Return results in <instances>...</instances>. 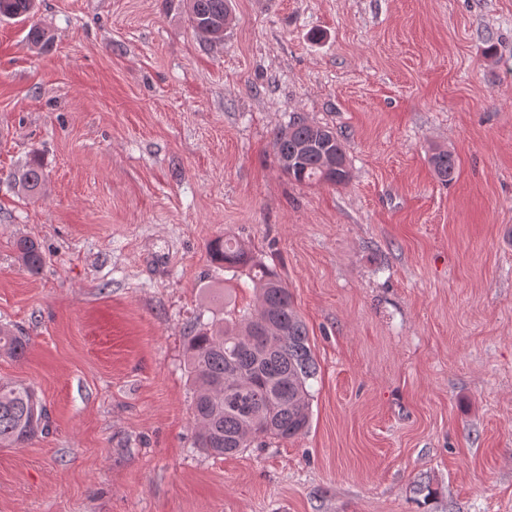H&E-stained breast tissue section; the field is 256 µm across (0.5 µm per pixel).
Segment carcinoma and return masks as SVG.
<instances>
[{
  "mask_svg": "<svg viewBox=\"0 0 512 512\" xmlns=\"http://www.w3.org/2000/svg\"><path fill=\"white\" fill-rule=\"evenodd\" d=\"M192 27L202 36L223 39L224 13L230 0H185ZM33 0H0V16L30 14ZM282 170L298 182L342 185L349 179L344 143L329 128L293 117L288 130L274 136ZM430 164L442 182L453 179L454 154L438 149ZM27 193L44 180L43 167L31 158L17 174ZM16 250L23 266L38 273L45 257L39 244L20 238ZM214 260L224 270L247 272L258 292L254 308L229 312L222 324H197L186 345L191 403L197 427L194 445L213 457L244 452L253 443L286 442L310 423V385L317 365L304 322L279 274L232 238L210 243ZM25 339L0 328V353L26 355ZM47 411L36 390L24 383L0 384V447L21 445L46 430Z\"/></svg>",
  "mask_w": 512,
  "mask_h": 512,
  "instance_id": "carcinoma-1",
  "label": "carcinoma"
}]
</instances>
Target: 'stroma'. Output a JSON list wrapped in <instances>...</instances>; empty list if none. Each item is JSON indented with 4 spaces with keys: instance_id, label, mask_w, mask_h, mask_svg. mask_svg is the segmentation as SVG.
Masks as SVG:
<instances>
[{
    "instance_id": "35a3bbf8",
    "label": "stroma",
    "mask_w": 512,
    "mask_h": 512,
    "mask_svg": "<svg viewBox=\"0 0 512 512\" xmlns=\"http://www.w3.org/2000/svg\"><path fill=\"white\" fill-rule=\"evenodd\" d=\"M232 15L220 42L181 0L0 19V327L30 341L0 383L49 415L0 447V512H512V0ZM294 115L343 134L346 184L283 172ZM228 235L287 284L318 375L306 433L215 459L185 346L255 302L210 258ZM430 164L441 182H448L455 176L457 164L454 154L447 149H437L430 156ZM18 184L27 193H36L44 180L43 167L36 157L31 158L17 174ZM16 250L23 266L31 273L37 274L45 263V257L39 244L30 238H20Z\"/></svg>"
}]
</instances>
